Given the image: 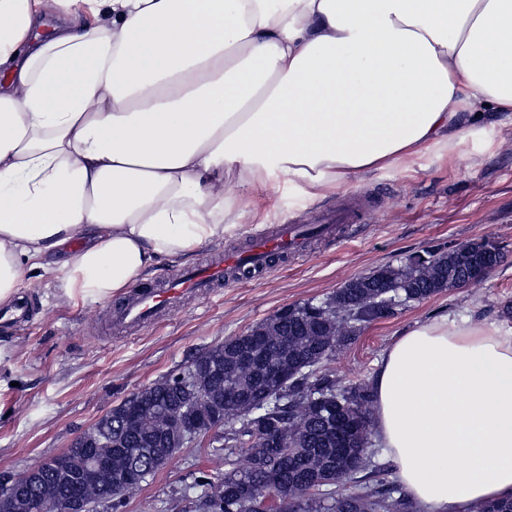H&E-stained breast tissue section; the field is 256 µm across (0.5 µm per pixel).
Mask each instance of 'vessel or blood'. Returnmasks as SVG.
Here are the masks:
<instances>
[{
	"instance_id": "1",
	"label": "vessel or blood",
	"mask_w": 512,
	"mask_h": 512,
	"mask_svg": "<svg viewBox=\"0 0 512 512\" xmlns=\"http://www.w3.org/2000/svg\"><path fill=\"white\" fill-rule=\"evenodd\" d=\"M305 240V230L288 224L276 225L253 237L248 250L218 253L203 264L168 277L160 287L135 292L114 311L111 321L125 330L151 324L159 312L174 308L184 295L209 293L230 271L248 262L261 261L272 253L299 251Z\"/></svg>"
}]
</instances>
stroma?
<instances>
[{
  "instance_id": "1",
  "label": "stroma",
  "mask_w": 512,
  "mask_h": 512,
  "mask_svg": "<svg viewBox=\"0 0 512 512\" xmlns=\"http://www.w3.org/2000/svg\"><path fill=\"white\" fill-rule=\"evenodd\" d=\"M459 151L463 161L430 152L315 198L274 180L262 193L272 223L307 225L322 209L354 205L361 208L357 223L309 240L303 251L276 259L261 273L226 278L209 296H185L140 330L111 327L119 297L72 304L47 279L30 277L20 294L33 307L32 322L0 330V473L19 474L60 453L134 391L244 334L280 307L324 299L353 277L432 248L491 235L504 257L479 286L440 292L364 325L327 363L340 384L371 381L383 351L414 322L446 313L512 325V124L480 123ZM263 229L251 221L226 228L223 241L202 247L188 262L161 263L145 284L159 287L184 265L244 249ZM223 469V457L211 449L181 448L122 512H198L192 488L198 471Z\"/></svg>"
}]
</instances>
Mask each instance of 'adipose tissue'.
<instances>
[{
	"mask_svg": "<svg viewBox=\"0 0 512 512\" xmlns=\"http://www.w3.org/2000/svg\"><path fill=\"white\" fill-rule=\"evenodd\" d=\"M0 0V306L107 300L244 223L512 121V0ZM77 251H70L72 242ZM371 429L421 512L512 498V328H405Z\"/></svg>",
	"mask_w": 512,
	"mask_h": 512,
	"instance_id": "adipose-tissue-1",
	"label": "adipose tissue"
}]
</instances>
